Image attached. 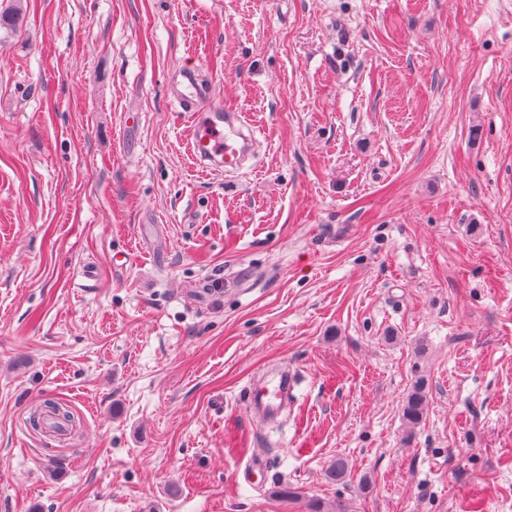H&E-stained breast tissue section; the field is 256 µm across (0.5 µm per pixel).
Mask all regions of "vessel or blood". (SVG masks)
Returning a JSON list of instances; mask_svg holds the SVG:
<instances>
[{"mask_svg":"<svg viewBox=\"0 0 512 512\" xmlns=\"http://www.w3.org/2000/svg\"><path fill=\"white\" fill-rule=\"evenodd\" d=\"M173 94L183 111L195 122L192 151L204 167L222 169L242 162L256 139L255 129L246 123L240 112L224 108L214 101L209 91L198 83L194 70L181 71L172 81ZM296 385L293 372L279 370L271 373L251 389L248 408L263 415H277Z\"/></svg>","mask_w":512,"mask_h":512,"instance_id":"b4317fda","label":"vessel or blood"}]
</instances>
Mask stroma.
<instances>
[{
	"label": "stroma",
	"instance_id": "stroma-1",
	"mask_svg": "<svg viewBox=\"0 0 512 512\" xmlns=\"http://www.w3.org/2000/svg\"><path fill=\"white\" fill-rule=\"evenodd\" d=\"M14 7L0 512H512V0ZM182 68L261 129L238 169L194 163ZM46 399L78 435L28 427ZM296 379L289 370H278L271 373L258 386L250 390L248 408L262 416H275L283 403L293 394ZM426 396L421 386L416 385L414 390L408 395L403 407V418L410 425L419 424L426 410Z\"/></svg>",
	"mask_w": 512,
	"mask_h": 512
}]
</instances>
